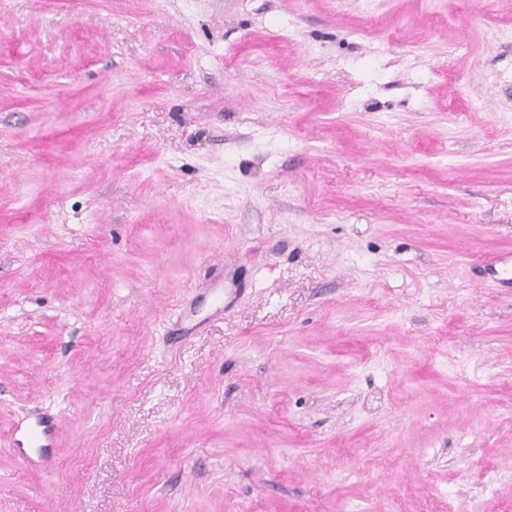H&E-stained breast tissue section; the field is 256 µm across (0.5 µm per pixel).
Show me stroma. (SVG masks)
Listing matches in <instances>:
<instances>
[{"label":"stroma","instance_id":"1","mask_svg":"<svg viewBox=\"0 0 512 512\" xmlns=\"http://www.w3.org/2000/svg\"><path fill=\"white\" fill-rule=\"evenodd\" d=\"M0 512H512V0H0Z\"/></svg>","mask_w":512,"mask_h":512}]
</instances>
